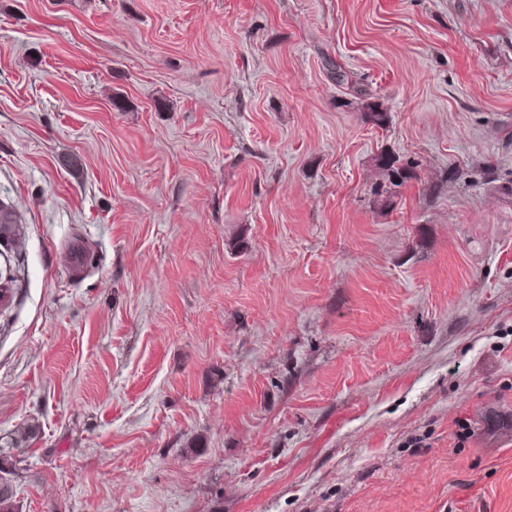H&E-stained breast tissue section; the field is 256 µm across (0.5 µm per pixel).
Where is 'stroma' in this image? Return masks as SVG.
<instances>
[{"instance_id": "1", "label": "stroma", "mask_w": 512, "mask_h": 512, "mask_svg": "<svg viewBox=\"0 0 512 512\" xmlns=\"http://www.w3.org/2000/svg\"><path fill=\"white\" fill-rule=\"evenodd\" d=\"M0 202L17 512H512V0H0ZM398 162L399 160L391 153L380 156L378 166L382 172V181H379L374 189L377 197L383 196L386 201L395 197L399 188L409 179L410 174Z\"/></svg>"}]
</instances>
